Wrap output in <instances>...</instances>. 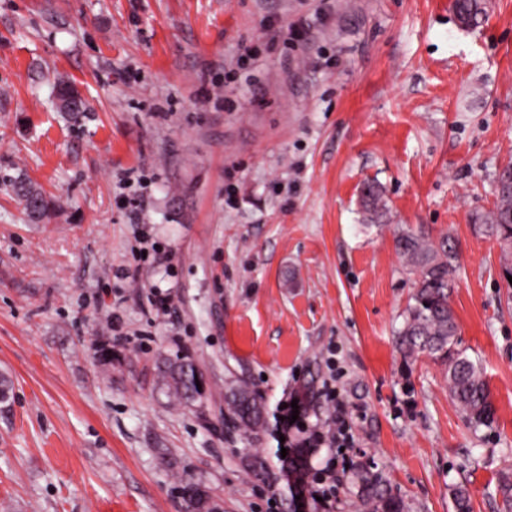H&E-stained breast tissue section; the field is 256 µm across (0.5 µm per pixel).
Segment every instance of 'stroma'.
Returning a JSON list of instances; mask_svg holds the SVG:
<instances>
[{
    "mask_svg": "<svg viewBox=\"0 0 512 512\" xmlns=\"http://www.w3.org/2000/svg\"><path fill=\"white\" fill-rule=\"evenodd\" d=\"M483 6L468 25L455 0H0V512H185L187 481L219 512H301L280 418L297 399L325 428L328 387L352 438L302 454L334 461L332 512H359L365 461L410 512H454L458 484L500 512L512 312L475 224L512 161V0ZM21 174L51 202L41 223L7 184ZM400 228L456 248L458 347L489 380L490 425L444 365L395 346L415 281ZM164 359L195 365L190 403L160 389ZM231 378L262 397L260 432L225 421ZM363 195L360 196V204L370 221H378L384 213L385 205L382 200L380 187L373 182L365 183Z\"/></svg>",
    "mask_w": 512,
    "mask_h": 512,
    "instance_id": "stroma-1",
    "label": "stroma"
}]
</instances>
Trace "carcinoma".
Here are the masks:
<instances>
[{"mask_svg": "<svg viewBox=\"0 0 512 512\" xmlns=\"http://www.w3.org/2000/svg\"><path fill=\"white\" fill-rule=\"evenodd\" d=\"M456 8L465 21H475L483 13L481 0H457ZM57 91L72 94L73 106L63 112L71 120L79 121L86 106L78 92L67 83L59 84ZM12 187L28 218L34 222L41 220L49 208L43 191L24 176L17 177ZM495 196L493 209L478 217L477 227L498 242L503 273L512 276V163L499 170ZM360 204L369 220H379L385 210L380 187L366 183ZM394 246L406 269L416 275L412 303L405 309L403 325L397 332L398 349L406 358L426 356L446 366L451 400L473 426L489 424L495 410L483 369L457 348L458 325L448 302L457 271L454 248L446 236L434 239L423 231L404 229L395 232ZM197 377L191 363L165 362L158 367V384L175 406L195 398ZM224 402L234 423L252 430L262 426L263 402L247 385L235 380L227 382ZM354 481L359 512H409V503L401 494L391 491L386 475L376 466H359ZM498 490L503 512H512L511 471L501 474ZM183 499L187 512H218L217 504L194 484L183 487Z\"/></svg>", "mask_w": 512, "mask_h": 512, "instance_id": "obj_1", "label": "carcinoma"}]
</instances>
